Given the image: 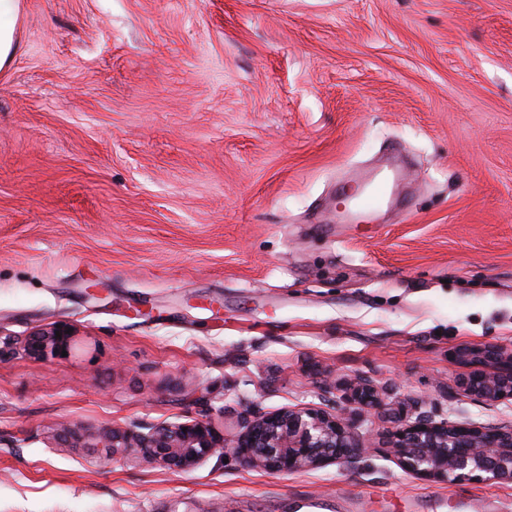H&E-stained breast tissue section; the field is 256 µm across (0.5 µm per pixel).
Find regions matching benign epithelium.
I'll return each instance as SVG.
<instances>
[{"mask_svg": "<svg viewBox=\"0 0 512 512\" xmlns=\"http://www.w3.org/2000/svg\"><path fill=\"white\" fill-rule=\"evenodd\" d=\"M65 331L62 325L36 331L26 350L38 356L57 352L69 339ZM457 357L468 367L457 380L466 396L486 403L512 399L511 350L473 345L459 349ZM350 402L365 418L386 406L377 389L361 380L353 384ZM58 440L71 448H96L105 458L142 454L177 470L217 456L282 474L327 462L355 468L366 448L350 417L316 408L257 415L231 439L198 420L158 424L146 434L103 427L86 436L65 427ZM382 447L406 473L437 482L512 479V428L447 418L437 421L424 412L400 419Z\"/></svg>", "mask_w": 512, "mask_h": 512, "instance_id": "1", "label": "benign epithelium"}]
</instances>
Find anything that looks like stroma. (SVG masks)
I'll use <instances>...</instances> for the list:
<instances>
[{
	"mask_svg": "<svg viewBox=\"0 0 512 512\" xmlns=\"http://www.w3.org/2000/svg\"><path fill=\"white\" fill-rule=\"evenodd\" d=\"M0 71V332H72L0 358V512H460L512 479L437 483L354 418L358 468L275 474L63 448L66 424L143 432L386 400L512 426L456 384L512 348V0H20ZM397 144L409 207L359 224L336 184ZM67 329L69 328L62 325H56L49 329H42L34 332L26 342V350L29 353L38 356L45 355L49 349L53 352L59 351L64 345H66L69 339L71 332H69V334H65ZM56 331H59L61 337H57ZM350 403L355 405L356 413L365 418L384 408V406H388L380 397L377 389L362 380L353 384Z\"/></svg>",
	"mask_w": 512,
	"mask_h": 512,
	"instance_id": "1",
	"label": "stroma"
}]
</instances>
